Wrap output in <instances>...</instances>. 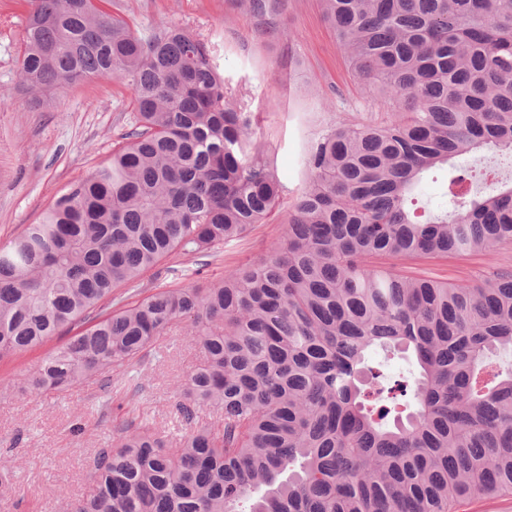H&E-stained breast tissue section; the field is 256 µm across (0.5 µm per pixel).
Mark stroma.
<instances>
[{
  "instance_id": "stroma-1",
  "label": "stroma",
  "mask_w": 512,
  "mask_h": 512,
  "mask_svg": "<svg viewBox=\"0 0 512 512\" xmlns=\"http://www.w3.org/2000/svg\"><path fill=\"white\" fill-rule=\"evenodd\" d=\"M109 11L133 30L176 26L205 41L226 87L253 112L266 156L286 187L280 209L236 244L206 257L177 256L149 272L129 300L158 285L206 286L262 256L278 240L304 185L303 148L322 125L342 118L379 123L389 116L366 98L322 16L320 0H287L276 21L292 40L271 38L241 0H111ZM26 0H0V245L38 222L44 209L71 183L107 161L131 127L134 104L119 79L94 80L56 90L51 103L34 105L19 89L20 32ZM438 278H487L512 270V245L490 255L421 263ZM56 336L35 348L0 359V459L8 460L14 485L0 490V512H55L58 504L90 493L87 460L111 435L103 420L96 382L48 394H20V374L34 372L54 349ZM167 355L150 361L151 387L137 407L148 421L168 422L186 376L205 363L201 349L180 330L160 340ZM85 431L75 434V419Z\"/></svg>"
}]
</instances>
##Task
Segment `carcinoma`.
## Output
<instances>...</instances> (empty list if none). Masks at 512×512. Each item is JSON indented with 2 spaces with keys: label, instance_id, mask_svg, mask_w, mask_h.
<instances>
[{
  "label": "carcinoma",
  "instance_id": "1",
  "mask_svg": "<svg viewBox=\"0 0 512 512\" xmlns=\"http://www.w3.org/2000/svg\"><path fill=\"white\" fill-rule=\"evenodd\" d=\"M27 92L126 81L134 121L112 156L0 249V359L84 329L20 379L26 393L100 382L121 411L137 368L182 323L204 352L170 426L113 418L89 496L59 512H455L512 495V271L478 284L400 261L512 244V0H321L380 124L336 121L305 147L289 224L257 263L206 287L115 290L176 255H204L266 224L285 186L206 43L146 37L92 0H30ZM267 33L283 0H243ZM486 152L417 215L434 168ZM412 354L392 380L371 353Z\"/></svg>",
  "mask_w": 512,
  "mask_h": 512
}]
</instances>
